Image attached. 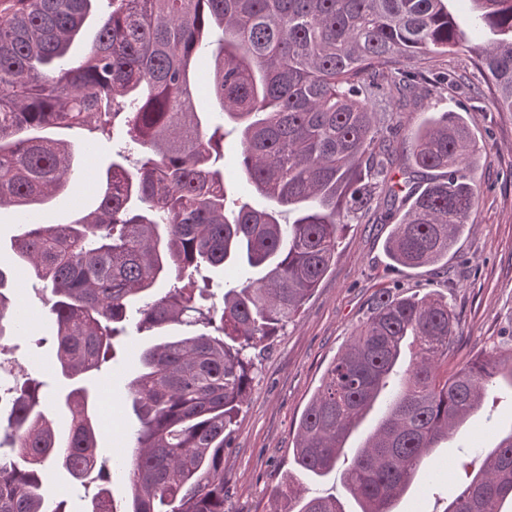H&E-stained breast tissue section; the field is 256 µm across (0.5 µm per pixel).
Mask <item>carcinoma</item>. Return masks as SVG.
<instances>
[{
    "label": "carcinoma",
    "instance_id": "1",
    "mask_svg": "<svg viewBox=\"0 0 512 512\" xmlns=\"http://www.w3.org/2000/svg\"><path fill=\"white\" fill-rule=\"evenodd\" d=\"M99 0L0 3V209L47 211L85 178L72 145L47 135L126 127L120 160L94 176L96 207L68 224L21 225L12 249L42 283L66 383L62 426L42 382L25 378L0 405V512H71L48 490L50 468L95 486L86 512H117L112 466L98 451L99 387L114 338L193 327L141 349L127 383L135 420L125 431L126 512H224V449L247 399L249 351L301 309L328 272L344 227L367 213L390 170L431 174L418 191L387 188L401 217L389 258L419 268L448 256L480 201L479 144L457 112L422 123L403 150L386 116L416 102L425 80L461 76L424 61L469 53L497 108L512 112V0H471L462 29L445 0H108L81 59L69 50ZM220 123L195 110L199 81ZM384 100L388 110L376 105ZM241 134L245 187L263 208L228 196L224 126ZM232 265L242 281L208 302L203 267ZM16 274L0 268V348L19 335ZM458 319L437 293L383 291L328 368L296 433L294 464L326 477L342 469L360 512H394L425 471L435 443L455 434L491 396L512 393V348L441 371ZM383 413L356 448L353 432ZM444 512H503L512 502V430L461 464ZM272 512H345L288 472Z\"/></svg>",
    "mask_w": 512,
    "mask_h": 512
}]
</instances>
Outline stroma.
I'll use <instances>...</instances> for the list:
<instances>
[{"instance_id": "1", "label": "stroma", "mask_w": 512, "mask_h": 512, "mask_svg": "<svg viewBox=\"0 0 512 512\" xmlns=\"http://www.w3.org/2000/svg\"><path fill=\"white\" fill-rule=\"evenodd\" d=\"M432 67L464 75L469 92L421 84L416 104L395 114L394 122L404 137L438 113L457 111L464 116L483 148L477 168L482 200L472 216L473 226L440 263L409 269L388 259L385 241L392 226L378 213L348 224L325 278L299 316L252 352L255 380L233 426V446L224 452L225 512H269L273 490L294 467L301 415L336 354L366 320L380 289L395 295L435 290L447 297L459 317L449 368L460 367L512 335V112L496 111L491 93L466 54L439 56ZM23 304L32 316L30 330L45 341L39 346L20 343L0 361L19 362L45 381L48 393H57L61 383L55 373L54 346L48 340L45 300L31 291ZM150 342L147 336L126 339L128 354L109 375L112 412L102 422L99 449L115 461L112 496L119 510L125 504L127 484L121 461L129 455L121 432L132 417L126 407V385L137 369L138 350ZM511 430L512 397L504 395L492 419L474 416L464 432L438 442L425 475L398 502L396 512H443L460 447L490 448L499 435Z\"/></svg>"}]
</instances>
